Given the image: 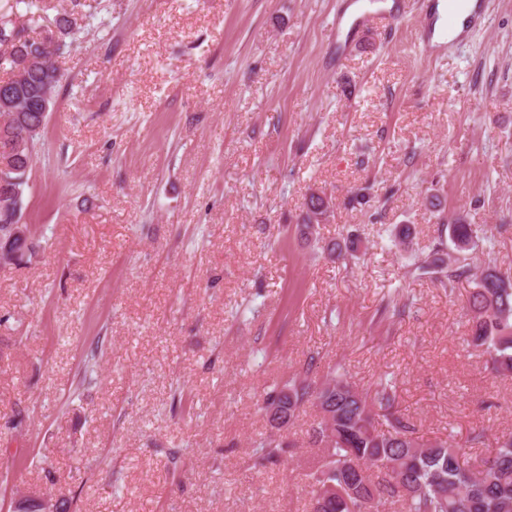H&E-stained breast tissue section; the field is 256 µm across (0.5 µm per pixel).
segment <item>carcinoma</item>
<instances>
[{
    "instance_id": "cac0c4a2",
    "label": "carcinoma",
    "mask_w": 512,
    "mask_h": 512,
    "mask_svg": "<svg viewBox=\"0 0 512 512\" xmlns=\"http://www.w3.org/2000/svg\"><path fill=\"white\" fill-rule=\"evenodd\" d=\"M38 0H0V71L15 72L13 105L0 107V128L27 140L31 157L37 156L47 119L29 107L34 99L53 106V93L62 74L53 58L75 34L76 21L67 16L56 20V31L43 40L29 36L14 17L21 15L36 24ZM53 46L48 50L47 46ZM24 198L0 197V264L9 265L1 249L21 222ZM314 196L305 203L298 232L307 238L319 223ZM457 257L446 259L438 243L424 260L413 263L418 275L444 277L452 284L472 268L467 255L475 246V230L458 214L444 225ZM471 345L486 357L492 373L512 377V279L500 275L491 263L480 268L471 293ZM329 387L288 383V423L314 405L320 420L313 437L331 432L335 438L334 459L318 466L310 485L311 498L319 496L325 483L341 488L328 512H356L359 501L377 498L374 512L386 505H399L397 512H512V432L497 441L494 454L485 459L466 458L462 446L451 441L423 442L395 406L396 396L387 385L374 395L351 384L339 368L327 374Z\"/></svg>"
}]
</instances>
